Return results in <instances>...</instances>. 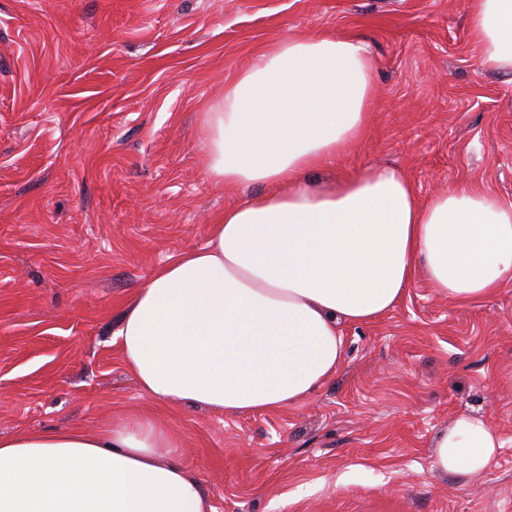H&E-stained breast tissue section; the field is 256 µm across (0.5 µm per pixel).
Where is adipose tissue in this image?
I'll use <instances>...</instances> for the list:
<instances>
[{"instance_id":"obj_1","label":"adipose tissue","mask_w":512,"mask_h":512,"mask_svg":"<svg viewBox=\"0 0 512 512\" xmlns=\"http://www.w3.org/2000/svg\"><path fill=\"white\" fill-rule=\"evenodd\" d=\"M481 68L512 74V0H474ZM370 51L352 36L272 40L206 115L209 175L251 189L205 246L159 267L114 333L164 407L264 413L306 400L344 355L341 324L374 321L424 274L453 302L512 284V201L465 185L420 200L399 168L318 181L365 134ZM462 414L435 443L443 472L478 473L500 448ZM0 512H216L167 429L140 416L0 438Z\"/></svg>"}]
</instances>
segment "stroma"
Here are the masks:
<instances>
[{"instance_id": "stroma-1", "label": "stroma", "mask_w": 512, "mask_h": 512, "mask_svg": "<svg viewBox=\"0 0 512 512\" xmlns=\"http://www.w3.org/2000/svg\"><path fill=\"white\" fill-rule=\"evenodd\" d=\"M467 3L0 0V438L145 415L216 512H512V285L456 303L416 276L382 318L342 326L328 382L268 413L160 406L112 341L155 269L248 198L209 177L205 114L274 38L370 49L367 131L321 179L392 165L424 199L512 200V77L480 67ZM467 412L502 446L444 473L434 439Z\"/></svg>"}]
</instances>
